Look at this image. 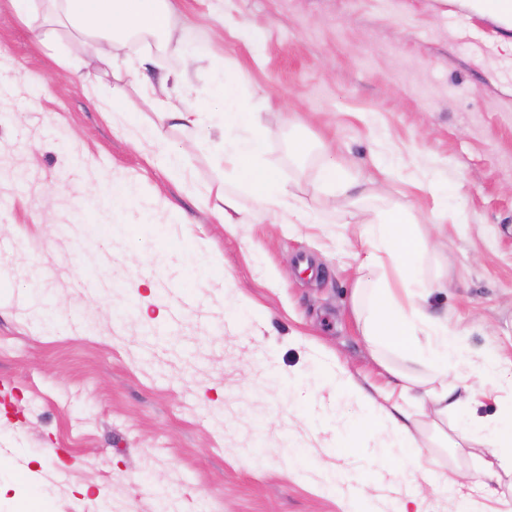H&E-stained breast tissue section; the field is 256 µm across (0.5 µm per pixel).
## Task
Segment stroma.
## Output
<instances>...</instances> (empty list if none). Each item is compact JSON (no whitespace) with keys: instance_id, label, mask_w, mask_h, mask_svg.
I'll use <instances>...</instances> for the list:
<instances>
[{"instance_id":"1","label":"stroma","mask_w":512,"mask_h":512,"mask_svg":"<svg viewBox=\"0 0 512 512\" xmlns=\"http://www.w3.org/2000/svg\"><path fill=\"white\" fill-rule=\"evenodd\" d=\"M172 4L167 66L203 104L235 75L263 164L322 222L269 223L236 184L253 219L225 226L210 125L160 123L134 75L97 72L83 39L45 42L0 0V512H162L166 494L180 512H399L415 494L424 512H493L459 414L415 411L417 447L394 448L404 363L372 355L352 294L382 274L358 269L360 225L400 211L425 235L430 310L512 359V16L467 0ZM246 24L259 44L236 38ZM329 162L357 200L320 189ZM459 387L470 412L512 416V392Z\"/></svg>"}]
</instances>
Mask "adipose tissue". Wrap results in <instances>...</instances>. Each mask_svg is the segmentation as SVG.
<instances>
[{
    "label": "adipose tissue",
    "mask_w": 512,
    "mask_h": 512,
    "mask_svg": "<svg viewBox=\"0 0 512 512\" xmlns=\"http://www.w3.org/2000/svg\"><path fill=\"white\" fill-rule=\"evenodd\" d=\"M22 21L40 16L41 35L56 40L67 29L86 38L92 47L100 72L120 77L127 64L117 55L120 47L133 42L161 47L173 36L170 26L171 0H11ZM177 89L180 108H171L170 89ZM141 91L151 99L160 120L183 128L212 123L221 131L239 126L253 127L255 113L240 105L237 80L231 75L220 77L213 97L220 111L197 105L190 98L182 74L165 73L159 81L143 79ZM265 150L263 137L256 132L244 138L224 139L215 145V159L223 164L230 178L250 186L260 209L272 223L288 219L292 224H314L318 216L304 204L293 202L287 186L274 173L257 166ZM366 252L365 263L380 267L390 258L392 279L375 284L358 281L353 295L360 334L374 353L394 348L400 351L410 368L396 372L403 403L395 405L390 415L397 432L399 447H416L417 441L407 425L410 410L433 404L440 415L456 411L467 404L461 396L453 374L467 371L481 383L498 389H512V361L497 355L475 357L460 341L457 330L447 321L432 316L426 303L434 287L410 263L423 245L418 228L408 224L399 213H391L380 221L362 225L359 234ZM429 364L432 376L419 373V366ZM465 440L489 447L491 454L482 459L480 475L504 473L512 475V421L492 416H468L459 428Z\"/></svg>",
    "instance_id": "1"
}]
</instances>
